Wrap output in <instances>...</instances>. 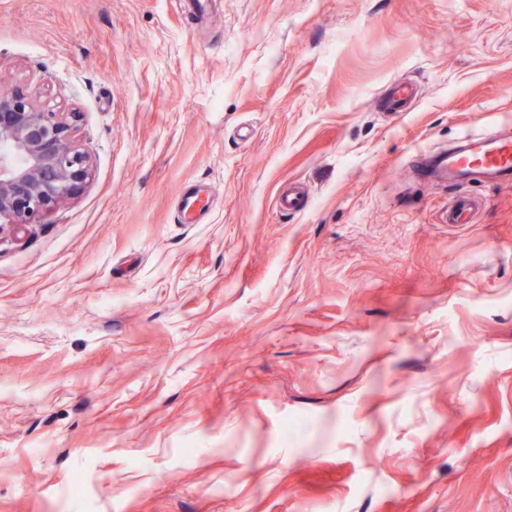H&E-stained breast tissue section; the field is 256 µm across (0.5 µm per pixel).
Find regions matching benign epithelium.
Segmentation results:
<instances>
[{"label": "benign epithelium", "instance_id": "benign-epithelium-1", "mask_svg": "<svg viewBox=\"0 0 512 512\" xmlns=\"http://www.w3.org/2000/svg\"><path fill=\"white\" fill-rule=\"evenodd\" d=\"M92 164L62 112L23 86L0 91V231L54 210L89 181Z\"/></svg>", "mask_w": 512, "mask_h": 512}]
</instances>
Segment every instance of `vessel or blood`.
Wrapping results in <instances>:
<instances>
[{
    "mask_svg": "<svg viewBox=\"0 0 512 512\" xmlns=\"http://www.w3.org/2000/svg\"><path fill=\"white\" fill-rule=\"evenodd\" d=\"M415 98L409 84H396L386 97L391 112L407 111ZM460 150L443 156L440 166L448 179L457 180L478 172L492 171L503 177L512 176V138L496 134H468L461 139ZM477 207L476 200L461 196L451 202L444 216L448 224L471 223Z\"/></svg>",
    "mask_w": 512,
    "mask_h": 512,
    "instance_id": "obj_1",
    "label": "vessel or blood"
}]
</instances>
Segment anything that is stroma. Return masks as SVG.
Instances as JSON below:
<instances>
[{"label": "stroma", "mask_w": 512, "mask_h": 512, "mask_svg": "<svg viewBox=\"0 0 512 512\" xmlns=\"http://www.w3.org/2000/svg\"><path fill=\"white\" fill-rule=\"evenodd\" d=\"M17 86L93 169L0 230V512H512V179L421 165L512 0H0ZM415 98L414 87L410 84H395L386 97L388 112H406ZM476 208V200L467 196L458 197L448 205L444 222L448 224H470Z\"/></svg>", "instance_id": "stroma-1"}]
</instances>
